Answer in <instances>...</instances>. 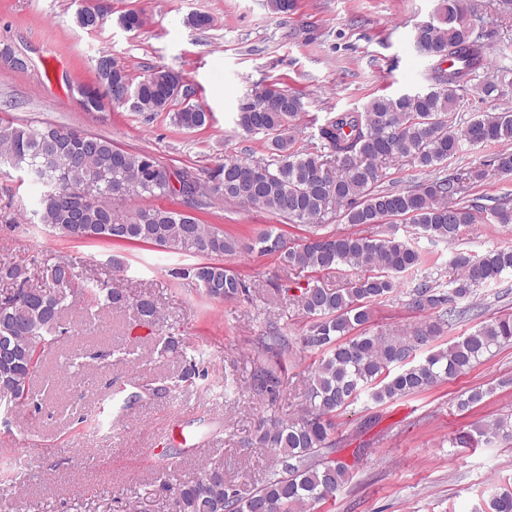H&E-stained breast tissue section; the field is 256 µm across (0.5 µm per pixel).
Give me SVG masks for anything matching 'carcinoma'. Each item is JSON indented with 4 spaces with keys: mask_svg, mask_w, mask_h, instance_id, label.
<instances>
[{
    "mask_svg": "<svg viewBox=\"0 0 512 512\" xmlns=\"http://www.w3.org/2000/svg\"><path fill=\"white\" fill-rule=\"evenodd\" d=\"M100 17L107 18L103 5L84 7L77 10L75 23L90 30L88 20ZM119 23L137 31L145 17L130 9ZM414 44L422 55L438 59L431 86L421 93L375 97L361 112L336 113L318 128V146L294 147L289 130L302 108L297 96L271 86L255 87L240 104L236 124L248 135L267 136L269 160L226 159L205 180L193 170L179 169L178 188L169 181V167L147 152L121 150L107 138L51 124L0 125V166L24 170L46 187L33 211L39 223L79 240L148 244L199 256L201 261L188 275L213 300L249 296L246 280L224 266V256L243 249L240 242L185 211L118 209V187H125L128 197L180 196L189 207L221 198L317 227L335 214L347 224H393L392 233L383 239L316 233L294 246L270 229L250 246L292 270L335 271L346 266L361 275L339 288L308 285L293 296L312 319L301 345L320 359L311 371L300 415L262 423L255 430V443L273 449L277 457L261 485L244 496L224 479L223 466L207 465L194 480L159 485L169 494L173 512H311L336 494L348 471L343 462L325 460V453L335 447L330 435L337 411L364 391L376 403L423 393L468 372L492 348L512 343V315H500L422 361L413 356L417 347L440 335L447 321L464 314L460 301L512 271V246L482 256L454 255L449 266L456 276L446 283L429 274L417 279L406 291L408 307L436 313L435 321L410 333L365 330L371 306L397 292L399 275L428 263L426 250L397 236L396 222L412 225L432 244L454 241L461 227L482 222L486 214L496 224H512L506 196L491 207L455 198L464 184L488 177L487 169H465L404 192L376 189L377 163L406 158L421 168H433L465 143L505 145L492 166L512 172V112L478 113L455 128L463 100L459 92L468 90L479 70L489 69L491 55L488 44L474 35L462 0H440L435 19L416 29ZM96 73V83L79 90L90 111L101 110L108 101L155 114L194 94L176 70L156 68L136 82L124 64L106 53L97 59ZM209 120L210 113L190 102L173 114L174 124L187 130L202 128ZM31 266L38 286L0 297V347L10 350L9 358H0V409L6 412L27 398L43 354L61 332L63 314L74 299H82L87 315L126 305L122 292L90 284L73 260L50 263L34 257ZM135 307L142 325L157 324L159 311L152 300L141 298ZM261 345L278 354L288 351V340L276 328L261 338ZM162 352L185 358L188 367L182 379L208 375L198 367L203 353L186 357L176 337L165 338ZM478 433L489 439L511 437L512 418L495 420Z\"/></svg>",
    "mask_w": 512,
    "mask_h": 512,
    "instance_id": "1",
    "label": "carcinoma"
}]
</instances>
